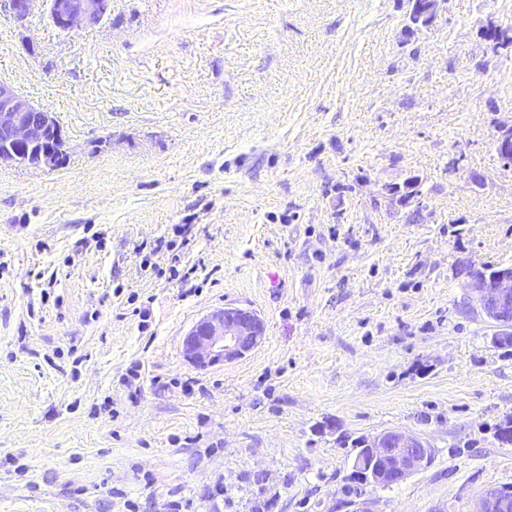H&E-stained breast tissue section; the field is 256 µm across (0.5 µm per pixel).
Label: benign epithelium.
Masks as SVG:
<instances>
[{
	"instance_id": "obj_1",
	"label": "benign epithelium",
	"mask_w": 512,
	"mask_h": 512,
	"mask_svg": "<svg viewBox=\"0 0 512 512\" xmlns=\"http://www.w3.org/2000/svg\"><path fill=\"white\" fill-rule=\"evenodd\" d=\"M38 1L45 3L49 19L63 32L101 23L110 8V0H0V10L23 22ZM495 146L499 153L512 156V127L498 131ZM65 155L66 141L52 113L0 80V165L53 169L63 165ZM457 272L468 295L497 327L496 342L512 345V267L490 273L466 261ZM264 337V322L255 310L227 305L195 323L183 339V351L190 363L207 369L244 358ZM431 453L427 441L416 433L384 430L363 437L351 477L369 487L398 485L425 469ZM340 508L379 512L376 501L364 493L340 503ZM471 512H512V495L487 488Z\"/></svg>"
}]
</instances>
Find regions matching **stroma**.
I'll list each match as a JSON object with an SVG mask.
<instances>
[{
  "mask_svg": "<svg viewBox=\"0 0 512 512\" xmlns=\"http://www.w3.org/2000/svg\"><path fill=\"white\" fill-rule=\"evenodd\" d=\"M410 10L112 0L68 33L42 0L0 13V80L68 144L0 167V512H336L351 439L393 428L433 459L370 489L379 512L512 489V346L456 276L512 267V48L480 37L512 0H442L409 32ZM412 176L421 202L381 195ZM178 224L188 246L154 252ZM228 304L264 341L198 369L183 337Z\"/></svg>",
  "mask_w": 512,
  "mask_h": 512,
  "instance_id": "35a3bbf8",
  "label": "stroma"
}]
</instances>
